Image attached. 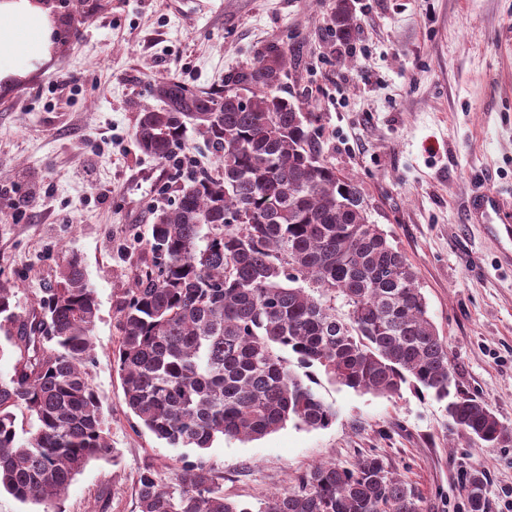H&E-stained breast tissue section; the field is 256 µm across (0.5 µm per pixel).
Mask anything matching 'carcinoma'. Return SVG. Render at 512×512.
<instances>
[{
	"label": "carcinoma",
	"mask_w": 512,
	"mask_h": 512,
	"mask_svg": "<svg viewBox=\"0 0 512 512\" xmlns=\"http://www.w3.org/2000/svg\"><path fill=\"white\" fill-rule=\"evenodd\" d=\"M329 30L348 44L350 0H336ZM288 51L269 48L193 91L168 78L164 106H140L135 138L157 160L192 131L219 161L217 176L180 186L161 210L134 287L116 307L115 358L128 409L172 448L220 438L259 439L292 420L328 427L336 409L315 371L357 392L395 394L405 384L448 400V417L491 448L512 443L484 402L458 389L448 344L428 316L406 255L369 221L352 179L321 162L311 122L281 95ZM0 283V330L14 348L0 377V489L62 512L56 499L93 460H114L93 362L94 289L73 255L39 308L16 312ZM29 416L17 432L16 410ZM172 482L139 469L140 512H422L414 489L379 455L353 467L320 464L253 510L224 496V476L183 455ZM470 512H489L484 476L466 482Z\"/></svg>",
	"instance_id": "1"
}]
</instances>
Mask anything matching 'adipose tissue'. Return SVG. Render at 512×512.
<instances>
[{
    "mask_svg": "<svg viewBox=\"0 0 512 512\" xmlns=\"http://www.w3.org/2000/svg\"><path fill=\"white\" fill-rule=\"evenodd\" d=\"M55 32L52 8L43 0H0V85L48 62Z\"/></svg>",
    "mask_w": 512,
    "mask_h": 512,
    "instance_id": "obj_1",
    "label": "adipose tissue"
}]
</instances>
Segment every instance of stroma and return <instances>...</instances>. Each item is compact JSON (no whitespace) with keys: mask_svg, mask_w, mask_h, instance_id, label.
<instances>
[{"mask_svg":"<svg viewBox=\"0 0 512 512\" xmlns=\"http://www.w3.org/2000/svg\"><path fill=\"white\" fill-rule=\"evenodd\" d=\"M335 2L81 0L60 16L50 61L0 87V280L28 311L76 254L98 302L89 374L119 457L89 463L63 512H138L141 465L167 483L182 454L137 425L112 355L115 305L147 255L153 210L174 199L171 163L137 146L134 106L157 105L168 77L220 89L271 46L292 51L282 94L311 112L323 160L415 270L460 389L512 428V241L469 208L486 187L512 217V0H352L358 28L334 56ZM317 391L336 410L328 428L289 422L205 452L226 497L256 508L319 464L377 454L424 512H469L476 469L490 512H512V445L486 447L408 386L363 394L324 379Z\"/></svg>","mask_w":512,"mask_h":512,"instance_id":"stroma-1","label":"stroma"}]
</instances>
